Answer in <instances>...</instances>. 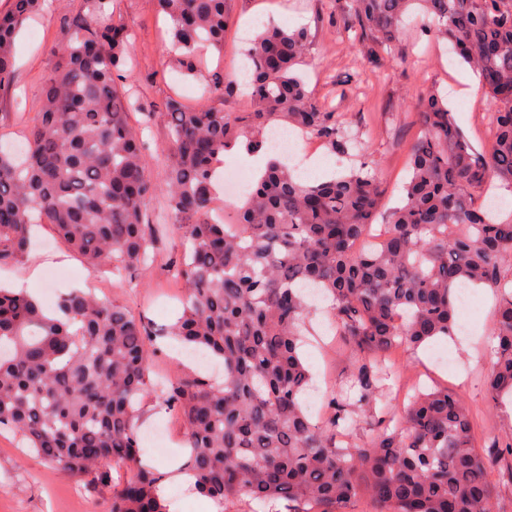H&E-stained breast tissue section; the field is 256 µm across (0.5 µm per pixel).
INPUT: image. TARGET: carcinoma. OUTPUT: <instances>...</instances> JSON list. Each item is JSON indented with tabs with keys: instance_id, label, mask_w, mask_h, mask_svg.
Returning <instances> with one entry per match:
<instances>
[{
	"instance_id": "cac0c4a2",
	"label": "carcinoma",
	"mask_w": 512,
	"mask_h": 512,
	"mask_svg": "<svg viewBox=\"0 0 512 512\" xmlns=\"http://www.w3.org/2000/svg\"><path fill=\"white\" fill-rule=\"evenodd\" d=\"M42 0H10L0 12V87L13 82V46ZM111 0H86L65 22L63 61L42 92L24 159L0 151V265L25 261L29 229L44 222L93 269L132 273L152 259L164 225L145 201L159 195L187 247L173 276L183 309L167 334L224 362V383L150 379L153 334L125 308L83 290L63 295L56 315L26 292L0 288V430L72 477L112 487L106 512H169L166 473L141 465L140 404L151 399L185 429L183 470L218 512L227 503L279 500L286 512H497L492 474L512 456V436L474 444L469 409L439 387L406 397L394 413L379 402L378 358L452 336L461 286L498 297L486 396L512 398V212L501 219L476 198L493 174L512 188V0H342L337 21L374 65L413 11L425 35L451 41L477 73L492 106L490 141L478 150L435 91L418 112L423 136L406 161L401 203L380 213L382 189L359 132L314 101L297 75L311 45L306 27L268 23L247 51L248 81L216 78L227 97L247 92L252 112H222L168 98L163 181L147 174L148 147L117 72L131 63L133 33L108 17ZM170 21L174 63L200 71V51L224 52L229 0H157ZM271 126L316 138L351 163L339 176L302 179L268 146ZM242 145L267 162L236 207L235 231L210 218L224 154ZM383 220L376 246L357 247ZM329 316L353 357V396L333 395L310 419L302 396L311 374L301 347L310 302ZM377 417L361 444L350 438Z\"/></svg>"
}]
</instances>
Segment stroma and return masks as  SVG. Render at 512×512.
<instances>
[{"label": "stroma", "instance_id": "35a3bbf8", "mask_svg": "<svg viewBox=\"0 0 512 512\" xmlns=\"http://www.w3.org/2000/svg\"><path fill=\"white\" fill-rule=\"evenodd\" d=\"M334 0H231L229 23L223 52L206 50L201 72L186 76L176 68L166 35L169 21L159 13L155 0H112L113 21L123 23L135 37V57L131 70L124 72L119 85L137 109L132 123L140 127L150 145L148 170L154 180H162L167 127L158 111L165 100L181 95L190 105H207L224 112H247L252 103L242 96L227 97L221 92L204 94L206 81L213 76L232 77L233 68L248 46L253 33L248 25L253 17L265 16L278 24L307 26L313 43L302 73L312 97L335 108L351 126L364 130L365 148L374 162V172L384 189L385 207L398 204L407 178L406 154L420 135L417 103L427 90L455 96L470 67L443 45L424 35L420 22L406 25L397 36L393 54L381 68L382 80L372 76V65L352 32L330 23ZM85 0H46L42 12L31 17L14 44L15 81L0 88V149L23 141L35 123L41 107L42 88L61 63L58 47L65 39L63 20L84 13ZM38 244L26 262L0 270V284L20 288L32 267L65 270V278L54 289L67 293L74 288L91 291L100 299L126 307L151 328L172 323L179 311L182 288L169 269L184 252L181 236L167 231L154 250L152 264L123 286L111 268L89 271L83 260L59 240L50 225L35 229ZM495 297L483 287L470 289L467 304L456 305L458 323L466 335L444 337L417 352L399 353L387 361L390 377L381 394L395 402L398 384L415 373L428 371L426 386H445L457 391L468 406L476 446L485 447L496 438L512 435V407H494L486 398L484 379L490 366L487 351L492 343ZM478 345L480 358L468 356ZM314 375L315 386L305 396L316 404L313 420H322L329 393L345 389L352 368L348 354L337 351L336 336L324 310L310 320V334L302 348ZM448 354L450 371L435 368L438 354ZM149 364L152 372L176 380L198 374L220 376L217 358L206 357L196 364L178 355L175 341L158 339ZM139 436L146 460L166 464L174 448L183 447L184 427L176 416L145 405L139 421ZM111 487L89 478H73L44 463L23 448L11 432L0 433V512H102Z\"/></svg>", "mask_w": 512, "mask_h": 512}]
</instances>
